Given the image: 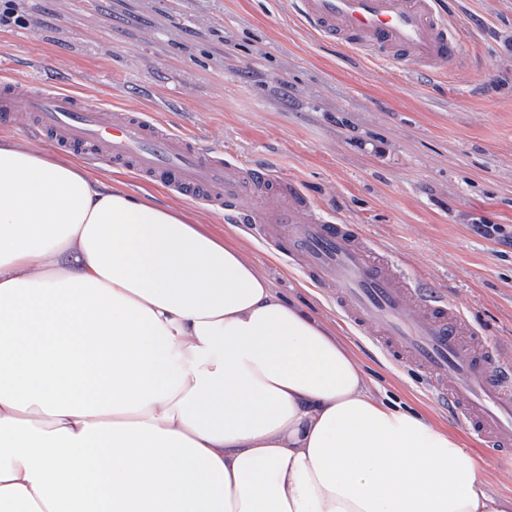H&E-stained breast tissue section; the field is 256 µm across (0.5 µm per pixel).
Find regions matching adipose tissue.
I'll return each instance as SVG.
<instances>
[{
	"label": "adipose tissue",
	"mask_w": 512,
	"mask_h": 512,
	"mask_svg": "<svg viewBox=\"0 0 512 512\" xmlns=\"http://www.w3.org/2000/svg\"><path fill=\"white\" fill-rule=\"evenodd\" d=\"M184 212L0 141V512H512Z\"/></svg>",
	"instance_id": "1"
}]
</instances>
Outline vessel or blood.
I'll list each match as a JSON object with an SVG mask.
<instances>
[{"mask_svg": "<svg viewBox=\"0 0 512 512\" xmlns=\"http://www.w3.org/2000/svg\"><path fill=\"white\" fill-rule=\"evenodd\" d=\"M444 0H291L322 40L375 60L403 58L440 73L459 57ZM0 122L50 146L128 170L238 215L335 296L354 329L392 361L418 369L476 443L512 461V355L476 332L465 311L398 268L388 249L321 209L301 184L267 165L201 150L194 136L144 112L0 77Z\"/></svg>", "mask_w": 512, "mask_h": 512, "instance_id": "b4317fda", "label": "vessel or blood"}]
</instances>
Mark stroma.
Segmentation results:
<instances>
[{"label":"stroma","mask_w":512,"mask_h":512,"mask_svg":"<svg viewBox=\"0 0 512 512\" xmlns=\"http://www.w3.org/2000/svg\"><path fill=\"white\" fill-rule=\"evenodd\" d=\"M0 67L45 88L156 113L206 149L272 164L393 250L491 343L512 349V0H453L461 52L439 79L314 37L286 0H11ZM223 237L229 214L120 168L90 166ZM497 224L499 236L479 227ZM233 243L286 301L356 354L372 391L448 432L512 495L425 377L349 327L332 299L240 225Z\"/></svg>","instance_id":"1"}]
</instances>
